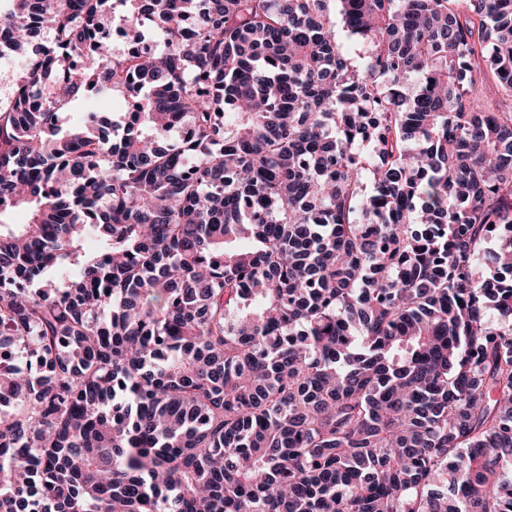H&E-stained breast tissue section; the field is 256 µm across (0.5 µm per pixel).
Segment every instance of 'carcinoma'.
<instances>
[{
  "label": "carcinoma",
  "mask_w": 512,
  "mask_h": 512,
  "mask_svg": "<svg viewBox=\"0 0 512 512\" xmlns=\"http://www.w3.org/2000/svg\"><path fill=\"white\" fill-rule=\"evenodd\" d=\"M10 54L0 512H512V0H10ZM479 93L483 100L497 103L500 109L512 111V98L503 95L500 91L498 79L493 71L484 69L479 76ZM126 109L127 103L123 97L99 94L75 102L64 118L72 124L81 120L85 112H100L112 117V113L126 112Z\"/></svg>",
  "instance_id": "1"
}]
</instances>
